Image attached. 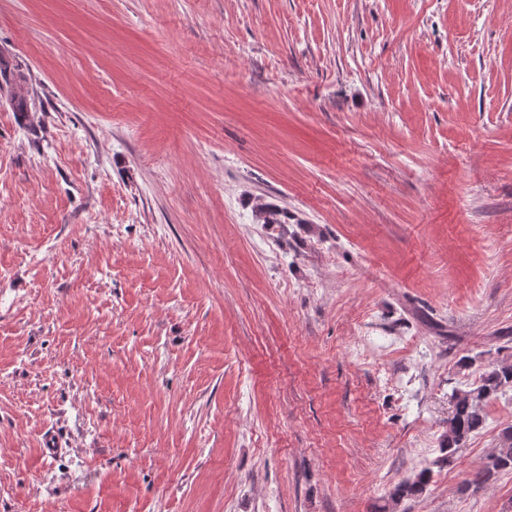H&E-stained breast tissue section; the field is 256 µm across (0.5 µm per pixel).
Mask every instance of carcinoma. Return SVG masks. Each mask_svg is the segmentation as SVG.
<instances>
[{
	"mask_svg": "<svg viewBox=\"0 0 512 512\" xmlns=\"http://www.w3.org/2000/svg\"><path fill=\"white\" fill-rule=\"evenodd\" d=\"M26 84V77L20 71H11L3 66L0 59V89H14ZM257 222L265 224L288 223V212L278 207L262 203L255 209ZM512 390V361L505 360L492 369L485 371L479 383L469 389H456L451 398L453 411L448 418V431L441 444L442 456L434 461L436 465L453 462L458 450L465 445L471 434L483 427L485 422L484 406L499 393ZM512 471V427L506 428L499 444L487 456L486 462L478 469L467 485L480 489L494 480L503 471ZM430 479V469L424 468L413 476L401 481L389 493L378 512H400L404 500L423 493Z\"/></svg>",
	"mask_w": 512,
	"mask_h": 512,
	"instance_id": "obj_1",
	"label": "carcinoma"
}]
</instances>
